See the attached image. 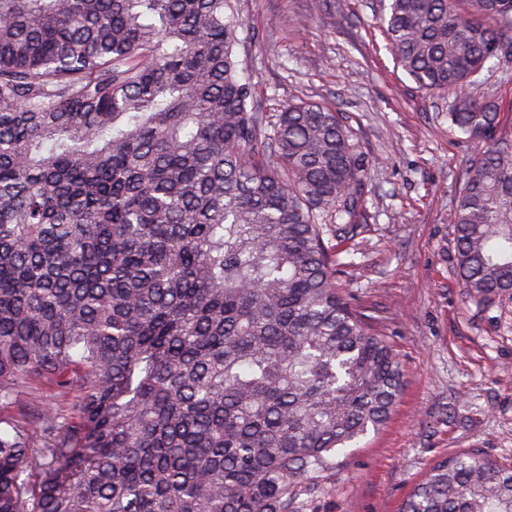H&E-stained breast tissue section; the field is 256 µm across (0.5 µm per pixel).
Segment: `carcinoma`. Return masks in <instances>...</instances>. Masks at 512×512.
<instances>
[{
    "label": "carcinoma",
    "instance_id": "cac0c4a2",
    "mask_svg": "<svg viewBox=\"0 0 512 512\" xmlns=\"http://www.w3.org/2000/svg\"><path fill=\"white\" fill-rule=\"evenodd\" d=\"M380 26L483 144L464 297L511 295L512 138L475 89L512 66V0H388ZM240 27L235 0H0V512H306L401 395L336 284L371 163L331 106L259 111ZM400 512H512V467L440 460Z\"/></svg>",
    "mask_w": 512,
    "mask_h": 512
}]
</instances>
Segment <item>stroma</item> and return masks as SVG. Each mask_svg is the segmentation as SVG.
Returning a JSON list of instances; mask_svg holds the SVG:
<instances>
[{
    "mask_svg": "<svg viewBox=\"0 0 512 512\" xmlns=\"http://www.w3.org/2000/svg\"><path fill=\"white\" fill-rule=\"evenodd\" d=\"M238 57L263 112L298 99L343 112L374 167L338 278L378 321L404 375L388 423L327 472L313 512H398L438 461L512 465V296L467 301L455 209L478 144L450 129L452 93L397 67L379 0H237Z\"/></svg>",
    "mask_w": 512,
    "mask_h": 512,
    "instance_id": "stroma-1",
    "label": "stroma"
}]
</instances>
